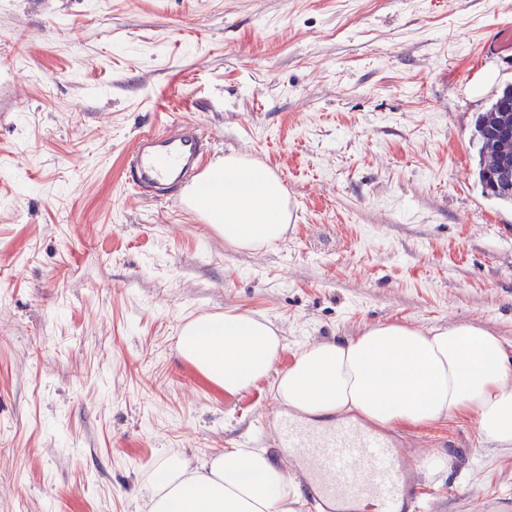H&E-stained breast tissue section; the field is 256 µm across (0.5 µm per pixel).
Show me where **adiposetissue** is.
I'll return each mask as SVG.
<instances>
[{"mask_svg": "<svg viewBox=\"0 0 512 512\" xmlns=\"http://www.w3.org/2000/svg\"><path fill=\"white\" fill-rule=\"evenodd\" d=\"M225 242L273 245L288 230L286 193L268 168L230 154L188 189ZM181 357L226 395L266 378L281 358L272 323L248 312L199 315L178 338ZM278 400L311 417L355 411L382 426H424L474 415L481 442L512 449V355L472 325L422 331L377 324L360 335L305 345L278 372ZM298 492L265 450L236 448L191 465L171 455L154 470L145 512H297Z\"/></svg>", "mask_w": 512, "mask_h": 512, "instance_id": "ef3b65f1", "label": "adipose tissue"}]
</instances>
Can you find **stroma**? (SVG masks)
I'll list each match as a JSON object with an SVG mask.
<instances>
[{
  "label": "stroma",
  "instance_id": "obj_1",
  "mask_svg": "<svg viewBox=\"0 0 512 512\" xmlns=\"http://www.w3.org/2000/svg\"><path fill=\"white\" fill-rule=\"evenodd\" d=\"M508 24L512 0H0V512H141L175 453L287 466L273 377L227 396L180 356L200 314L270 320L283 367L384 322L481 326L512 353V207L473 138L512 83V55L480 51ZM169 122L204 129L207 164L279 177L284 240L238 250L126 183ZM395 432L420 512L512 493L474 417Z\"/></svg>",
  "mask_w": 512,
  "mask_h": 512
}]
</instances>
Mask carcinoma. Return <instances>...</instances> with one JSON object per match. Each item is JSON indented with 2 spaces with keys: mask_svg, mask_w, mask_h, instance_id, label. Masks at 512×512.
<instances>
[{
  "mask_svg": "<svg viewBox=\"0 0 512 512\" xmlns=\"http://www.w3.org/2000/svg\"><path fill=\"white\" fill-rule=\"evenodd\" d=\"M508 99H512V84L501 89L486 111L477 117L474 134L478 144L477 181L485 195L504 205L512 204V189L501 186L496 191L492 190L493 176L502 158L512 155V140L501 139L493 143L489 139V132L501 126H512V110L503 108V102Z\"/></svg>",
  "mask_w": 512,
  "mask_h": 512,
  "instance_id": "cac0c4a2",
  "label": "carcinoma"
}]
</instances>
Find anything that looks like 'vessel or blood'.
<instances>
[{"instance_id": "1", "label": "vessel or blood", "mask_w": 512, "mask_h": 512, "mask_svg": "<svg viewBox=\"0 0 512 512\" xmlns=\"http://www.w3.org/2000/svg\"><path fill=\"white\" fill-rule=\"evenodd\" d=\"M206 147L192 124L144 132L129 152L126 181L152 196L175 183L192 185L203 176ZM276 444L287 450L312 512H354L363 500L377 512H416L417 469L387 433L354 418L314 422L284 413Z\"/></svg>"}]
</instances>
